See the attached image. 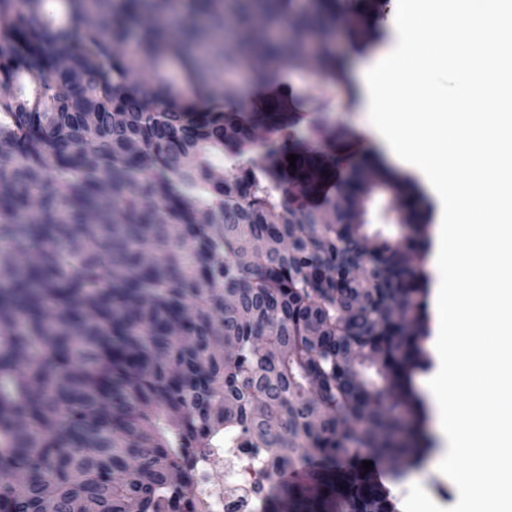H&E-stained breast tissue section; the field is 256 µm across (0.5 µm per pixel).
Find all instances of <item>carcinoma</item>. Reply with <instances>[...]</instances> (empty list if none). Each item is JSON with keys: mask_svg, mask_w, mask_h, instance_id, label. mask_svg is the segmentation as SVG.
Instances as JSON below:
<instances>
[{"mask_svg": "<svg viewBox=\"0 0 512 512\" xmlns=\"http://www.w3.org/2000/svg\"><path fill=\"white\" fill-rule=\"evenodd\" d=\"M61 2L0 0V512H205L220 446L295 474L290 512H397L381 472L430 450L423 200L307 146L286 92L192 119L162 73L229 95L216 65L264 84L314 35L334 77L326 27L368 42L379 0ZM370 174L395 242L361 220Z\"/></svg>", "mask_w": 512, "mask_h": 512, "instance_id": "obj_1", "label": "carcinoma"}]
</instances>
